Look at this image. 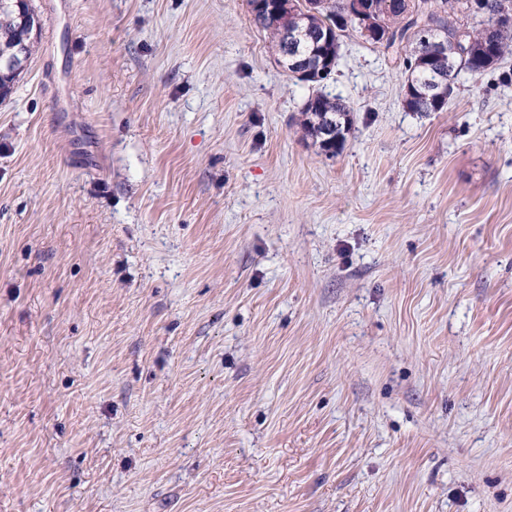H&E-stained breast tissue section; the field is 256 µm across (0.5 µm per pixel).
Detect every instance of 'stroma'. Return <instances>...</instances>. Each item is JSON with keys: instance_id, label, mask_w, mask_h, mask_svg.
I'll return each instance as SVG.
<instances>
[{"instance_id": "1", "label": "stroma", "mask_w": 512, "mask_h": 512, "mask_svg": "<svg viewBox=\"0 0 512 512\" xmlns=\"http://www.w3.org/2000/svg\"><path fill=\"white\" fill-rule=\"evenodd\" d=\"M29 6L0 512H512V59L422 115L354 33L288 76L247 0ZM301 115V126L307 136L318 143L323 151L335 156L344 149L354 125L353 111L347 101L324 94L312 95L305 102ZM330 119L336 121L334 130L330 129ZM324 129L330 130L326 139L320 136Z\"/></svg>"}]
</instances>
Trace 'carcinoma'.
I'll list each match as a JSON object with an SVG mask.
<instances>
[{"label": "carcinoma", "mask_w": 512, "mask_h": 512, "mask_svg": "<svg viewBox=\"0 0 512 512\" xmlns=\"http://www.w3.org/2000/svg\"><path fill=\"white\" fill-rule=\"evenodd\" d=\"M289 4L292 18L305 33L300 52L310 59V70L296 63L293 54L279 57V63L298 80L319 84L329 78L328 69H336L342 38L352 30L373 48L409 50L404 58V78L416 85L439 79L443 83L438 101L419 95H403L410 112H442L448 106L458 76L462 73L482 76L496 69L512 55V27L500 23L504 12H512V0H366L367 12L353 17L347 0H322L315 10L306 7L308 0H282ZM271 3L252 16L254 25L269 34L274 46L281 45V32L273 16ZM20 19L8 9L0 11V45L19 35ZM426 33L449 40L460 38L467 46L464 54H454L448 62H430L416 57L413 47ZM301 126L313 142L332 156L339 154L354 125L350 105L340 97L316 94L307 99L302 110Z\"/></svg>", "instance_id": "cac0c4a2"}]
</instances>
